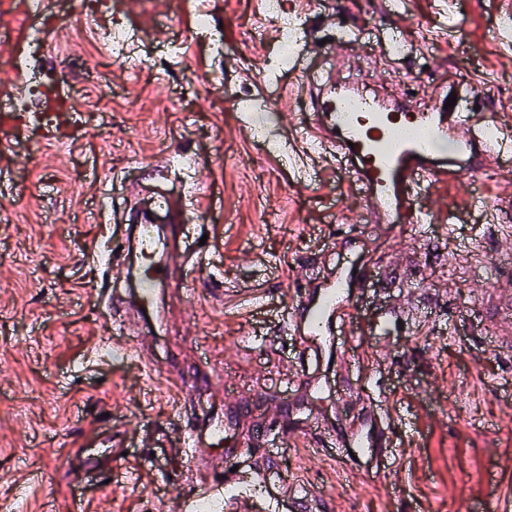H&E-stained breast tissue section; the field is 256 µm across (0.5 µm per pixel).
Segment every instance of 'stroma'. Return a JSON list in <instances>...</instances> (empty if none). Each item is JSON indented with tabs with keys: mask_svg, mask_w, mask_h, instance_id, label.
<instances>
[{
	"mask_svg": "<svg viewBox=\"0 0 512 512\" xmlns=\"http://www.w3.org/2000/svg\"><path fill=\"white\" fill-rule=\"evenodd\" d=\"M101 2L97 24L75 0H46L58 27L26 70L15 65L22 43L0 47V102L45 70L80 113L71 143L21 139L0 156V512H65L73 496L88 512H178L202 474L176 454L194 407L175 356L221 379L228 411L259 417L277 396L304 407L307 427L269 422L283 447L246 463L306 484L320 512H449L512 492V335L486 303L512 255L482 215L496 191L512 194V163L432 187L431 223L360 225L350 174L303 151L315 60L272 64L292 21L298 42L311 32L334 43L356 84L427 107L433 87L464 88L480 112L512 118V48L499 37L512 0H284L279 18L266 0ZM109 28L130 39L123 61ZM156 187L183 195L179 222L214 266L163 298L143 355L120 247ZM393 260V277L363 291L342 363L321 370L327 392L289 391L306 356L281 312L303 276ZM386 319L388 335H376ZM114 342L126 353H107ZM370 402L413 423L386 432L394 455L364 462L320 446L319 423H357ZM94 430L118 447L79 484L75 454Z\"/></svg>",
	"mask_w": 512,
	"mask_h": 512,
	"instance_id": "35a3bbf8",
	"label": "stroma"
}]
</instances>
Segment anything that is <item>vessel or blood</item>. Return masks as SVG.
<instances>
[{"instance_id":"1","label":"vessel or blood","mask_w":512,"mask_h":512,"mask_svg":"<svg viewBox=\"0 0 512 512\" xmlns=\"http://www.w3.org/2000/svg\"><path fill=\"white\" fill-rule=\"evenodd\" d=\"M313 85L320 93L312 101L316 122L302 140L317 149L335 146L337 156L352 173L354 195L365 203L361 219L366 223H429L430 213L419 203L421 193L463 175L483 178L498 163L506 145L500 120L468 109L463 93L450 108L445 105L447 93H439L437 104L427 112L405 99L360 102L350 112L346 103L354 90L348 83L334 81L331 72L325 71L314 75ZM42 100L40 112L0 110V153L21 136L41 146L70 139L78 124V110L61 81L43 86ZM136 245L146 259L138 299L144 310L154 309L162 288L179 282V273L187 264L198 269L204 264L200 258L187 261V247L169 242L151 224L137 226ZM305 282V293L290 299L283 322L303 348L340 355L335 330L356 324V293L364 276H309ZM366 412L362 427L330 436L338 456L352 450L363 457L381 456L382 436L395 417L373 406ZM223 439L222 419L204 409L196 415L182 446L189 449L191 463L205 465L209 462L205 448ZM279 483L278 472L270 466L235 474L221 482L201 484L197 493L182 499L179 512H199L205 501L214 512H280L285 500L296 512H312L314 496L308 487L295 485L283 499L277 493Z\"/></svg>"}]
</instances>
